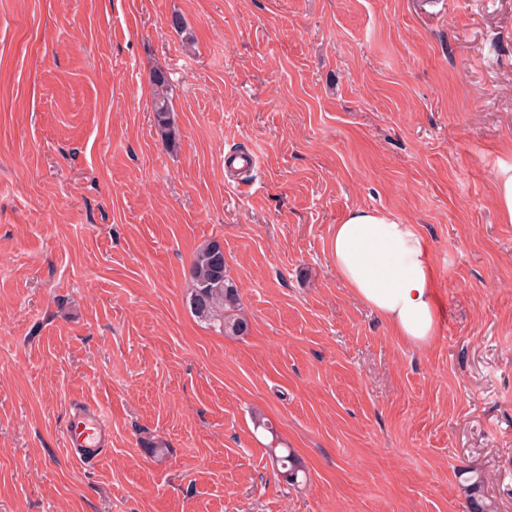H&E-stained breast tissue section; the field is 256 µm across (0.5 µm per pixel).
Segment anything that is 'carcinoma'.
<instances>
[{
  "instance_id": "obj_1",
  "label": "carcinoma",
  "mask_w": 512,
  "mask_h": 512,
  "mask_svg": "<svg viewBox=\"0 0 512 512\" xmlns=\"http://www.w3.org/2000/svg\"><path fill=\"white\" fill-rule=\"evenodd\" d=\"M154 87L153 114L162 141L171 145L175 141L176 126L167 97L168 76L161 70L150 75ZM191 281L189 306L199 318L218 326L226 336H242L249 331L247 319L240 314V297L237 286L226 274L224 247L216 240L198 248L188 270ZM272 462L290 485L300 483L304 467L292 453L281 455L276 447L270 448ZM464 493L468 512H497L493 499L484 494L485 474L476 469H466Z\"/></svg>"
}]
</instances>
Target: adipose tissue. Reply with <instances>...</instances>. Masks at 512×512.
Wrapping results in <instances>:
<instances>
[{"label": "adipose tissue", "instance_id": "ef3b65f1", "mask_svg": "<svg viewBox=\"0 0 512 512\" xmlns=\"http://www.w3.org/2000/svg\"><path fill=\"white\" fill-rule=\"evenodd\" d=\"M330 256L350 293L377 312L404 343L426 347L439 334L432 254L419 227L393 213L350 210Z\"/></svg>", "mask_w": 512, "mask_h": 512}]
</instances>
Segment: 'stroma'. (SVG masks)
<instances>
[{"mask_svg":"<svg viewBox=\"0 0 512 512\" xmlns=\"http://www.w3.org/2000/svg\"><path fill=\"white\" fill-rule=\"evenodd\" d=\"M508 159L512 0H0V512H466L470 467L512 512ZM357 207L428 239L430 347L338 276ZM210 240L246 335L190 310ZM154 87L153 114L157 131L162 141L172 145L176 137L175 117L170 109L167 97L168 76L164 71L156 70L150 75ZM495 200L500 220L512 224V162H502L495 178ZM71 410L66 425L69 452L77 463L90 466L111 443L109 419L101 408L86 402ZM272 463H275L283 478L290 485H299L300 474L306 478L304 467L300 461L287 450V454H278L276 446L270 448Z\"/></svg>","mask_w":512,"mask_h":512,"instance_id":"35a3bbf8","label":"stroma"}]
</instances>
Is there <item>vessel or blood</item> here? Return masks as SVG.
<instances>
[{"label":"vessel or blood","mask_w":512,"mask_h":512,"mask_svg":"<svg viewBox=\"0 0 512 512\" xmlns=\"http://www.w3.org/2000/svg\"><path fill=\"white\" fill-rule=\"evenodd\" d=\"M67 445L77 463L91 465L111 443L109 419L90 403L74 405L66 425Z\"/></svg>","instance_id":"1"}]
</instances>
